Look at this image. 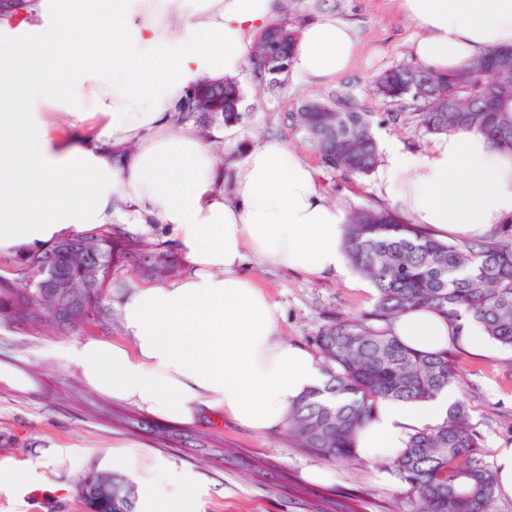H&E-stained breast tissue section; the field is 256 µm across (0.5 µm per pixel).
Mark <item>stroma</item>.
Masks as SVG:
<instances>
[{"label": "stroma", "instance_id": "35a3bbf8", "mask_svg": "<svg viewBox=\"0 0 512 512\" xmlns=\"http://www.w3.org/2000/svg\"><path fill=\"white\" fill-rule=\"evenodd\" d=\"M276 14L301 25L318 19L351 24L362 45L359 60L337 80L309 82L290 73L273 90L243 71L239 120L201 128V135L227 166L240 162L256 138L285 140L312 165L319 189L344 212L387 207L379 173L346 176L323 166L293 115L308 101L338 96L372 113L379 145L395 141L426 150L432 137L414 114L374 88L379 73L410 61L416 27L393 0H276ZM398 111L404 118L396 124L390 116ZM249 272L280 304L282 336L306 347L331 319L358 316L376 302L374 290L342 276L310 279L255 260ZM102 337L125 341L120 314H113L106 334L86 327L32 336L0 327V362L29 380L24 388L0 381V461L27 472L25 482L0 493V512H88L76 487L103 470L119 443L143 446L191 476L198 489L196 512H314L320 505L329 512H407L406 488L388 461L327 462L295 448L281 429L256 435L229 421L177 424L95 391L57 353ZM451 349L460 371L455 389L481 434L484 462L495 466L496 448L512 444V349L492 342L479 352L460 342ZM112 462L113 470L130 478L141 472L139 462ZM313 467L330 472V479L310 480Z\"/></svg>", "mask_w": 512, "mask_h": 512}]
</instances>
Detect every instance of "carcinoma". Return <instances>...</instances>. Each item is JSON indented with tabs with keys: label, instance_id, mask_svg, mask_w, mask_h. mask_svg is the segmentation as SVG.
<instances>
[{
	"label": "carcinoma",
	"instance_id": "obj_1",
	"mask_svg": "<svg viewBox=\"0 0 512 512\" xmlns=\"http://www.w3.org/2000/svg\"><path fill=\"white\" fill-rule=\"evenodd\" d=\"M297 26L284 17L265 28L248 55L253 76L277 88L268 59L287 63ZM379 94L411 102L425 131L481 133L512 150V47L495 48L448 74L412 62L382 73ZM243 93L224 79V97L196 86L176 120L201 124L239 120ZM323 165L349 176L370 175L379 147L368 113L345 99L313 100L295 116ZM344 248L351 267L377 293L373 310L323 326L313 346L329 365L322 388L310 392L288 415L286 430L297 447L336 463L357 460L354 441L380 400L427 402L458 380L454 356L423 354L388 334L382 324L410 308H430L459 327L477 325L485 336L512 348V225L471 242L436 238L400 212L362 207L347 218ZM131 267L140 282H161L182 273L172 247L131 236L119 226L85 229L27 254L0 276V326L39 334L63 326L51 315L44 283L62 277L83 304V325L112 329L114 275ZM480 435L465 402L455 401L439 424L414 431L392 468L406 487L411 512H493L496 472L481 458ZM90 512H137L134 485L118 472L93 473L77 488Z\"/></svg>",
	"mask_w": 512,
	"mask_h": 512
}]
</instances>
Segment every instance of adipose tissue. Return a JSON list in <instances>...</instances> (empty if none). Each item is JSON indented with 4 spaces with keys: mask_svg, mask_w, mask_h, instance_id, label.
<instances>
[{
    "mask_svg": "<svg viewBox=\"0 0 512 512\" xmlns=\"http://www.w3.org/2000/svg\"><path fill=\"white\" fill-rule=\"evenodd\" d=\"M421 34L416 62L439 72L512 45V0H394ZM275 0H27L0 16V255L106 224L159 226L190 271L131 291L126 342L90 340L62 358L87 385L182 424L227 418L257 434L284 428L326 379L318 357L280 336L281 310L247 258L311 278L347 275L346 216L318 190L313 167L279 139L250 147L229 172L174 117L204 79L238 76L250 34ZM360 43L336 20L306 24L294 73L329 82ZM380 184L413 224L469 241L512 222V151L456 131L428 149L386 147ZM409 348L446 350L482 331L410 309L388 325ZM382 400L356 436L365 461L393 460L414 430L440 423L455 399ZM143 512H195L191 481L152 459Z\"/></svg>",
    "mask_w": 512,
    "mask_h": 512,
    "instance_id": "obj_1",
    "label": "adipose tissue"
}]
</instances>
